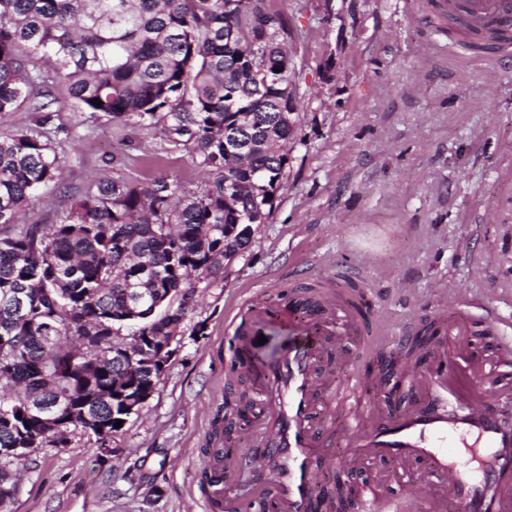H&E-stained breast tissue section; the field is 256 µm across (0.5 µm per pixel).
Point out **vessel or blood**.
Masks as SVG:
<instances>
[{
    "mask_svg": "<svg viewBox=\"0 0 512 512\" xmlns=\"http://www.w3.org/2000/svg\"><path fill=\"white\" fill-rule=\"evenodd\" d=\"M440 8L460 18L464 29L512 33V0H441ZM248 309L252 318L274 319L288 338L278 364L243 365L260 386L257 407L266 413L262 448L248 466L254 482L269 483L279 512H313L332 437L350 442L349 457L339 462L344 470L378 458L402 471L424 461L426 481L403 482L400 512H512V418L495 409L508 391L490 382L493 368L512 367V338L497 317L485 319L500 343L494 362L474 358L464 340L473 314L469 303L455 301L450 312L436 315L447 323L448 340L430 351L435 369H402L403 383L421 390L419 399L402 413H378L360 400L364 380L354 375L346 382L354 398L338 416L330 408L336 377L324 372L322 360L331 349L338 360L352 358L351 337L367 332L357 312L332 289L307 303L271 306L252 298ZM237 468L214 459L206 466L224 512H242L237 495L224 491Z\"/></svg>",
    "mask_w": 512,
    "mask_h": 512,
    "instance_id": "vessel-or-blood-1",
    "label": "vessel or blood"
}]
</instances>
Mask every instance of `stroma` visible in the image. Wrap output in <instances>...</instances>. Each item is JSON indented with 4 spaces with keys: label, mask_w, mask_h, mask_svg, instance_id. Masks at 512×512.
Segmentation results:
<instances>
[{
    "label": "stroma",
    "mask_w": 512,
    "mask_h": 512,
    "mask_svg": "<svg viewBox=\"0 0 512 512\" xmlns=\"http://www.w3.org/2000/svg\"><path fill=\"white\" fill-rule=\"evenodd\" d=\"M288 26L299 103L283 184L266 223L197 281L174 352L144 409L105 453L70 429L32 453L9 512H205L203 450L229 393L235 350L268 359V322L225 332L243 299L299 280L354 286L364 312L396 329L459 291L512 324V67L446 30L432 0H267ZM47 130L61 182L31 200L27 224L58 223L101 177L207 175L165 120L115 123L63 104Z\"/></svg>",
    "instance_id": "obj_1"
}]
</instances>
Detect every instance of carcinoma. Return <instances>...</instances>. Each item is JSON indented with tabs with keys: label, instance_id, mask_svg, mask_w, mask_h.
<instances>
[{
	"label": "carcinoma",
	"instance_id": "1",
	"mask_svg": "<svg viewBox=\"0 0 512 512\" xmlns=\"http://www.w3.org/2000/svg\"><path fill=\"white\" fill-rule=\"evenodd\" d=\"M284 32L266 0H0V113L24 106L43 113V126L56 111L55 87L22 60L40 51L76 109L122 122L164 112L171 131L194 138L209 171L191 198L174 179L144 187L103 179L47 232L16 216L63 178L53 141L33 129L0 133V335L11 337L8 365H0V448L14 447L17 436L24 453L0 461L1 502L16 490L5 468L66 444L69 428L97 438L100 422L117 431L124 400L112 395L115 378L133 394L159 379L148 368L147 337L182 322L191 277L217 274L215 255L248 246L250 237L229 236V227L249 230L269 217L297 111ZM242 112L260 121L227 153L224 129ZM159 224L168 233H158ZM20 285L28 305L16 318L11 299ZM160 293L169 295L162 312L130 322L131 355L118 352L100 366L72 355L93 354L130 304L147 308ZM437 332L426 328L406 358Z\"/></svg>",
	"mask_w": 512,
	"mask_h": 512
}]
</instances>
